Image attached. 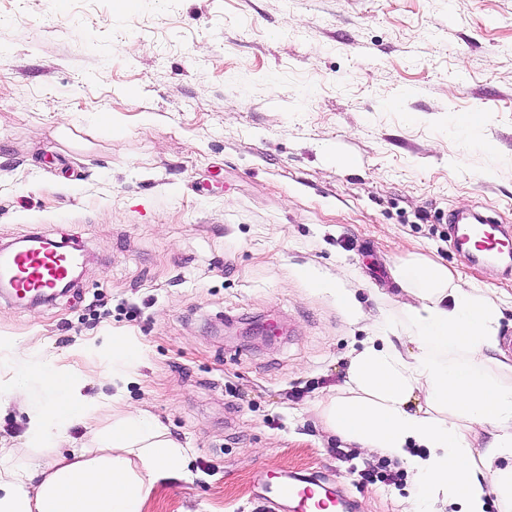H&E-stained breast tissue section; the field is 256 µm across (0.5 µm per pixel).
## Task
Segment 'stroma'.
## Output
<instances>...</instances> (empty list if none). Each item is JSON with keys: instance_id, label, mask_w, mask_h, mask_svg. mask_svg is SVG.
<instances>
[{"instance_id": "1", "label": "stroma", "mask_w": 512, "mask_h": 512, "mask_svg": "<svg viewBox=\"0 0 512 512\" xmlns=\"http://www.w3.org/2000/svg\"><path fill=\"white\" fill-rule=\"evenodd\" d=\"M454 209L512 226V0H0V247L88 257L47 302L0 293V374L34 346L107 399L98 424L137 406L189 448L143 512H278L257 475L287 471L409 512L411 478L362 484L378 456L317 404L399 319L398 259L488 289L512 336V273L455 251ZM269 320L273 344L227 337ZM116 336L140 355L117 402ZM25 422L0 415V448L51 463Z\"/></svg>"}]
</instances>
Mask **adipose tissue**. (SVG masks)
Here are the masks:
<instances>
[{
	"label": "adipose tissue",
	"mask_w": 512,
	"mask_h": 512,
	"mask_svg": "<svg viewBox=\"0 0 512 512\" xmlns=\"http://www.w3.org/2000/svg\"><path fill=\"white\" fill-rule=\"evenodd\" d=\"M407 301L355 351L343 395L322 403L327 431L361 451L400 461L414 481L412 512L460 505L485 512L489 497L512 507V364L493 361L502 312L491 294L455 284L447 266L418 255L394 264ZM412 349L402 347L403 340ZM26 405V440L58 448L46 466L0 448V512H143L156 486L177 477L185 448L145 411L94 426L104 405L68 370L32 348L14 346L12 373L0 377V413ZM77 421L87 439L70 438ZM487 429L475 458L465 424Z\"/></svg>",
	"instance_id": "obj_1"
}]
</instances>
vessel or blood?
<instances>
[{"label":"vessel or blood","mask_w":512,"mask_h":512,"mask_svg":"<svg viewBox=\"0 0 512 512\" xmlns=\"http://www.w3.org/2000/svg\"><path fill=\"white\" fill-rule=\"evenodd\" d=\"M448 234L455 248L467 251L475 262L490 253L512 254V231L490 215L469 221L461 213H450ZM42 240V235L33 234L28 238L26 250L0 254V264L10 268L13 274L17 298L47 293L56 288L69 271L71 256L57 246L41 249ZM271 492L282 504L294 505L296 512H339L347 505L324 479L312 476H292L291 480L272 486Z\"/></svg>","instance_id":"obj_1"}]
</instances>
